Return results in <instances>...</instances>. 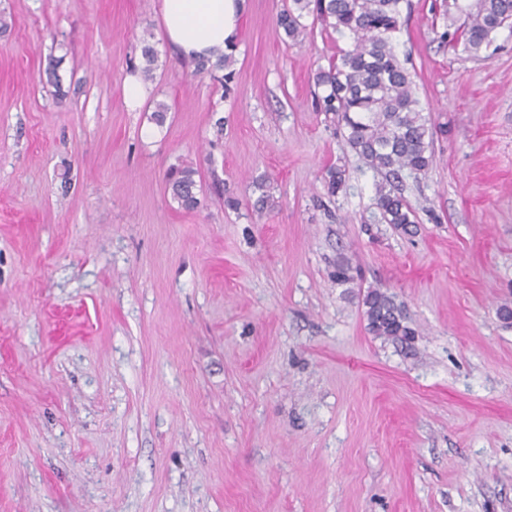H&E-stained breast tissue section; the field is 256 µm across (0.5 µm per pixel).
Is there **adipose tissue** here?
I'll return each mask as SVG.
<instances>
[{"label":"adipose tissue","instance_id":"adipose-tissue-1","mask_svg":"<svg viewBox=\"0 0 512 512\" xmlns=\"http://www.w3.org/2000/svg\"><path fill=\"white\" fill-rule=\"evenodd\" d=\"M243 8L244 0H161L164 38L186 58L217 57L233 46Z\"/></svg>","mask_w":512,"mask_h":512}]
</instances>
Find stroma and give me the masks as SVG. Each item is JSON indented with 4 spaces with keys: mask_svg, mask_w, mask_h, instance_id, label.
Masks as SVG:
<instances>
[{
    "mask_svg": "<svg viewBox=\"0 0 512 512\" xmlns=\"http://www.w3.org/2000/svg\"><path fill=\"white\" fill-rule=\"evenodd\" d=\"M290 3L246 0L227 87L157 0H0V512H512V31L474 57L404 0L393 44L437 127L406 235L370 224L378 176L316 103L349 41L307 15L291 42ZM370 288L409 346L369 333ZM196 176L199 171L192 166L172 167L165 175V189L182 210L194 211L200 204ZM363 304L366 307L367 328L372 335L394 342L414 339L415 331L408 325L403 306L387 291L368 289Z\"/></svg>",
    "mask_w": 512,
    "mask_h": 512,
    "instance_id": "35a3bbf8",
    "label": "stroma"
}]
</instances>
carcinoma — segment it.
<instances>
[{"instance_id": "carcinoma-1", "label": "carcinoma", "mask_w": 512, "mask_h": 512, "mask_svg": "<svg viewBox=\"0 0 512 512\" xmlns=\"http://www.w3.org/2000/svg\"><path fill=\"white\" fill-rule=\"evenodd\" d=\"M402 0H292L279 24L293 42L307 35L303 14L313 21L346 34L351 47L341 51L328 68L319 69L315 85L322 89L320 109L333 122L344 146L380 175L375 184L372 223L408 230L416 215L402 194L403 173H426L433 163L436 128L423 114L412 75L398 58L393 34L401 26ZM512 28V0H475L465 11L461 40L477 56L501 29ZM198 74L225 71V83L234 77V58L194 60ZM199 171L192 166L172 167L165 175L170 199L185 211L198 208ZM369 332L391 341L407 342L415 331L403 306L379 288L364 295Z\"/></svg>"}]
</instances>
